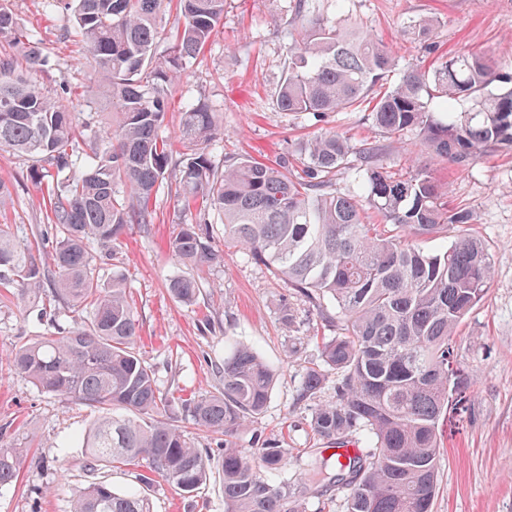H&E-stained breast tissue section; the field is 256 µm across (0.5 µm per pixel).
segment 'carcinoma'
I'll list each match as a JSON object with an SVG mask.
<instances>
[{
    "mask_svg": "<svg viewBox=\"0 0 512 512\" xmlns=\"http://www.w3.org/2000/svg\"><path fill=\"white\" fill-rule=\"evenodd\" d=\"M176 24L165 35L171 3ZM73 16L91 74L84 98L108 110L103 129L48 96L34 75L52 66L44 40L0 8V40L20 55H0V152L32 161L30 179L47 184L53 216L48 259L53 301H65L73 324L36 336L13 354V369L40 391L99 412L77 435L94 465L141 468V490L118 494L94 483L74 492L71 512H152L149 487L161 479L185 494L209 478V459L176 424L224 435L225 512H305L295 482L283 476L288 449L264 440L250 450L237 436L266 407L274 373L246 346L215 365L222 388L193 399L160 394L155 370L139 353L133 301L124 279L103 287L94 275L95 244L113 252L130 224H149L163 187L186 209L213 212L224 246L207 225L182 224L169 240L177 261L202 271L242 248L272 269L319 317L336 323L320 361L303 367L297 400L319 397L336 375L333 399L317 405L318 439L345 445L366 432L367 451L336 465L344 512H432L440 462L441 419L450 398L468 388L453 340L484 298L493 269L484 242L467 231L472 214L448 204V187L428 170H392L382 145L328 131L307 144L301 171L242 158L219 169L208 147L217 113L197 103L181 113L185 153L173 161L163 134L169 88L183 63L200 54L224 16V0H48ZM335 18L311 14L296 0V36L276 95L284 112L354 111L373 101L370 119L388 139L415 134L439 161L458 169L512 150V70L479 53H460L427 70L395 68L392 51L336 0ZM169 39L165 53L158 52ZM349 166L358 192L336 188ZM179 178L166 182L169 169ZM452 235L430 254L419 241ZM44 268L33 249L0 225V282L38 297ZM166 287L191 304L202 283L176 274ZM51 301V302H53ZM45 300L41 320L56 317ZM336 310L331 315L328 308ZM23 449L0 445V487L18 480Z\"/></svg>",
    "mask_w": 512,
    "mask_h": 512,
    "instance_id": "obj_1",
    "label": "carcinoma"
}]
</instances>
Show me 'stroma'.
Returning <instances> with one entry per match:
<instances>
[{
    "mask_svg": "<svg viewBox=\"0 0 512 512\" xmlns=\"http://www.w3.org/2000/svg\"><path fill=\"white\" fill-rule=\"evenodd\" d=\"M294 0H224L218 31L197 58L184 66L169 92L163 131L173 137L180 116L202 100L218 112L221 135L209 153L216 166L250 156L275 164L299 163L304 143L327 130L354 141L383 142L366 111L329 112L314 119L305 112L277 109L286 51L295 28ZM26 30L50 44L56 60L37 81L50 96L62 97L74 112L85 111V74L76 35H65L66 16L45 0H0ZM350 11L396 57L397 69L426 66L439 57L481 52L512 64V0H349ZM429 19L430 41L420 40L411 22ZM398 169L430 170L449 187L451 205L468 207V226L487 246L493 278L486 296L462 323L454 341L469 388L457 408L440 424L441 459L433 512H512V151L481 157L461 170L435 161L415 135L388 148ZM0 181L11 196L0 205V224L12 225L19 243L39 240L49 230L51 214L43 204L45 189L29 176L24 158L0 153ZM181 201L159 191L152 201V222L132 224L112 257L96 262L102 284L125 279L139 326V349L168 396L199 395L221 387L215 369L233 347L246 345L275 372L264 411L237 438L253 447L257 439H276L291 448L286 473L303 477L316 458L331 457L310 428L314 402H297L302 364L318 359L316 336L335 335L303 302L292 301L285 282L242 249L225 251L224 264L202 271L204 283L195 303L173 299L166 287L184 268L167 242L178 225L196 223ZM294 306L305 339L299 359L289 356L288 329L281 321ZM35 304L13 289L0 287V444L22 448L17 483L0 488V512H70L72 493L94 482L118 492L138 486L139 470L102 465L89 467L72 435L91 415L60 396L40 392L10 367L13 349L46 332ZM153 512H224L219 476L201 493L186 498L166 482L150 492Z\"/></svg>",
    "mask_w": 512,
    "mask_h": 512,
    "instance_id": "obj_1",
    "label": "stroma"
}]
</instances>
